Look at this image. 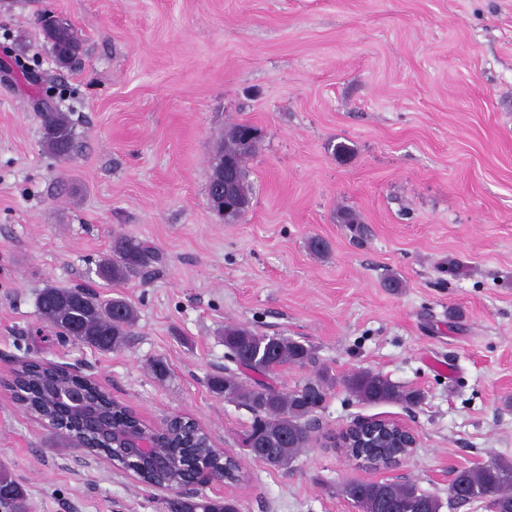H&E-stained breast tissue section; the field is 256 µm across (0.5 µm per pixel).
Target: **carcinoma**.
Returning a JSON list of instances; mask_svg holds the SVG:
<instances>
[{
	"label": "carcinoma",
	"mask_w": 512,
	"mask_h": 512,
	"mask_svg": "<svg viewBox=\"0 0 512 512\" xmlns=\"http://www.w3.org/2000/svg\"><path fill=\"white\" fill-rule=\"evenodd\" d=\"M55 46H74L70 58H78L82 49L74 29L60 25L45 31ZM43 129V143L47 151L62 156L73 148V123L67 113L59 112L50 104L37 113ZM246 123H235L224 130V144L211 161L210 178L224 171V159L241 160L236 180V194L241 203L250 202V188L246 179V159L255 149L257 140H248ZM156 259L152 247L133 237L120 236L112 243V254L103 259L97 275L112 283H120L146 269ZM39 314L59 333L77 339L100 352L120 348L137 320L136 310L125 300H101L83 287H56L49 285L39 294ZM224 347L227 356L235 359L236 369L257 375L254 386L244 388L227 375L209 379L212 392L246 407L253 415L252 430L247 436L256 437L252 455L274 467L288 468L297 454L311 441L308 430L310 417L325 400L333 378L327 372H317L315 378L295 389L284 392L266 378L285 365L305 366L314 362L311 347L287 336H269L254 333L241 325L224 327ZM71 384L82 387L106 418L115 425L137 426L142 421L129 409L106 394L92 380L75 379L50 364L36 361L22 363L14 382L17 401L41 419L54 421L53 428L66 434L85 435L91 451L101 454L98 436L79 426L76 418L64 414L56 405L54 392ZM348 389L367 404L406 402L416 404L419 395L404 390L400 385L378 373L358 371L345 379ZM153 434L163 443L171 466L164 471L142 469L141 481L162 484L180 480L185 471L202 462L210 469H224V452L213 447L210 437L196 427L192 420L173 418ZM450 489L457 500L488 503L492 512H512V462L492 459L475 468L457 471ZM345 497L353 501L361 512H441L443 502L435 495L420 490L413 482H377L352 479L342 487ZM27 491L10 468L0 465V504L10 512H27ZM169 512H238L234 502L210 498L199 492L193 496L176 497L167 501Z\"/></svg>",
	"instance_id": "1"
}]
</instances>
